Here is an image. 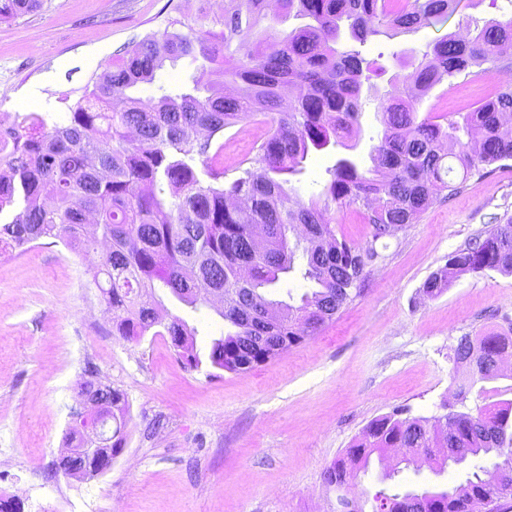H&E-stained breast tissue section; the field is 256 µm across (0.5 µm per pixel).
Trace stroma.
Wrapping results in <instances>:
<instances>
[{"mask_svg":"<svg viewBox=\"0 0 512 512\" xmlns=\"http://www.w3.org/2000/svg\"><path fill=\"white\" fill-rule=\"evenodd\" d=\"M219 8L187 12L182 0H43L33 14L0 22V84L19 92L37 86L50 103L43 115L61 121V93L80 95L106 65L168 17L217 29ZM512 18V0H462L447 18L412 33L378 36L362 48L387 68L371 76L379 91L412 72L400 64L428 43L489 19ZM486 86L457 75L431 89L419 116L452 113L479 101ZM267 127L265 116L224 132L233 165ZM345 148L310 154L293 182L297 197L319 196ZM359 205L332 206L337 236L371 247L361 292L332 322L277 358L245 372L188 366L168 337L127 339L111 323L83 320L100 305L81 253L56 239L0 252V495L30 485L24 512H334L336 493L324 471L372 420L404 410L409 417L446 411L477 413L512 401V372L479 383L457 401L465 367L453 360L461 336L512 331V275L493 270L455 278L438 296L426 279L449 254L512 218V161L468 179L439 197L413 223L373 239ZM168 312L197 328V352L224 331L214 308ZM92 370L126 395V441L110 471L92 478L56 472L58 449L73 413L83 410L76 380ZM487 458L446 469L406 470L405 488L459 483Z\"/></svg>","mask_w":512,"mask_h":512,"instance_id":"obj_1","label":"stroma"}]
</instances>
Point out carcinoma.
Returning a JSON list of instances; mask_svg holds the SVG:
<instances>
[{"instance_id": "obj_1", "label": "carcinoma", "mask_w": 512, "mask_h": 512, "mask_svg": "<svg viewBox=\"0 0 512 512\" xmlns=\"http://www.w3.org/2000/svg\"><path fill=\"white\" fill-rule=\"evenodd\" d=\"M461 0H278V12L304 24L277 39L253 38L268 17L265 0H224L223 29L198 30L177 19L152 32L112 63L107 81L95 79L66 102L65 118L48 125L31 112L0 127V251L45 238L73 249L86 218H98L110 241L89 269L90 285L126 338L149 332L167 336L177 354L196 368L197 329L177 315L157 318L163 289L180 304L199 309L219 293L216 309L227 330L211 342L208 360L219 370L243 372L314 335L359 294L363 249L338 238L329 204H359L373 239L411 224L442 193L453 196L487 167L512 160V88L497 89L465 112L418 119L415 89L433 88L474 66L495 61L512 45V19L488 20L475 32H451L423 53L414 71L379 99L382 125L363 169L339 158L324 185V200L293 196L291 177L312 152L347 146L361 136L362 76L371 70L356 48L340 51L344 37L366 44L385 30L414 31L454 12ZM41 0H0V17L38 10ZM238 42V59L223 66V51ZM188 60L214 66L221 80L194 77L178 90L141 87L159 71ZM258 114L273 124L226 179L224 130ZM296 244H290V235ZM305 242L299 247V242ZM495 270L512 274V220L448 256L424 283L441 294L457 274ZM300 272L311 291L300 300L272 298L281 276ZM278 312L268 318L254 301ZM484 360L458 384L465 395L476 383L498 379L495 357L512 349V336L480 339ZM89 401L103 403L112 424L110 448L125 444L124 394L89 377L79 384ZM444 433L427 417L393 413L372 420L324 472L330 488L349 483L378 463L384 479L418 467L415 449L429 454L435 473L491 455L493 467L512 475V401L472 414L446 417ZM512 496V483L491 486L475 471L457 485L380 491L372 509L384 512H473Z\"/></svg>"}]
</instances>
